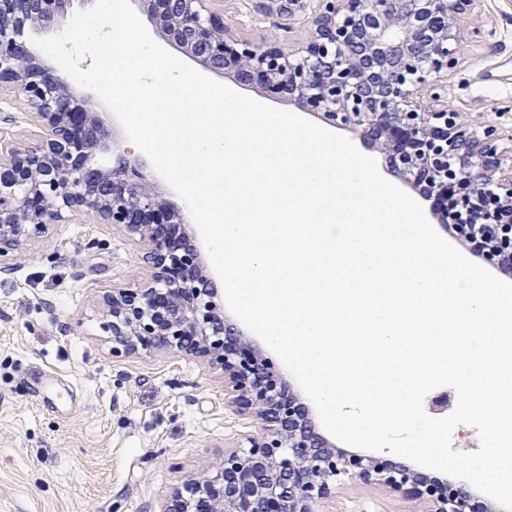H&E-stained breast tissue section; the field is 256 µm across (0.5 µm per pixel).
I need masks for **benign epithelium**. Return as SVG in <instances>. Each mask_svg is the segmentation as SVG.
<instances>
[{
  "mask_svg": "<svg viewBox=\"0 0 512 512\" xmlns=\"http://www.w3.org/2000/svg\"><path fill=\"white\" fill-rule=\"evenodd\" d=\"M209 0H142L152 23L206 70L233 66L240 84L264 86L331 127L362 138L381 130L412 184L425 169L454 189L457 212L436 214L457 238L489 230L482 260L512 272V164L499 137L471 135L440 101L439 79L459 63L461 15L475 0H317L301 45L238 38ZM70 0H0V83L13 84L35 126L25 141L0 131V257L90 212L143 246L151 277L114 288L108 300L112 353L140 349L205 359L224 377V403L260 421L246 446L216 470L176 489L157 512H322L352 482L424 504V512H492L468 487L379 455L349 454L316 435L272 358L224 320V292L208 276L183 209L157 195L126 158L97 156L112 132L68 79L23 39L54 32ZM491 186L488 198L476 194Z\"/></svg>",
  "mask_w": 512,
  "mask_h": 512,
  "instance_id": "benign-epithelium-1",
  "label": "benign epithelium"
}]
</instances>
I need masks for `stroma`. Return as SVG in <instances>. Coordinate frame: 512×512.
Here are the masks:
<instances>
[{
    "label": "stroma",
    "instance_id": "35a3bbf8",
    "mask_svg": "<svg viewBox=\"0 0 512 512\" xmlns=\"http://www.w3.org/2000/svg\"><path fill=\"white\" fill-rule=\"evenodd\" d=\"M254 42L296 44L314 0H224ZM474 34L441 94L470 132H512V0H481ZM0 512H153L173 488L215 471L258 421L224 404L201 359L112 354L113 287L150 271L136 240L78 214L0 260ZM70 331H61V324ZM331 512H417L411 499L349 484Z\"/></svg>",
    "mask_w": 512,
    "mask_h": 512
}]
</instances>
